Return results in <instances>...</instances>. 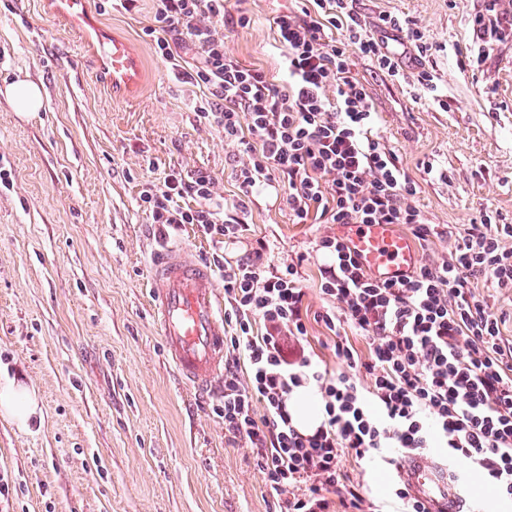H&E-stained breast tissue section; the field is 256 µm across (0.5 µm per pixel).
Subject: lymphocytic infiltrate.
<instances>
[{
  "mask_svg": "<svg viewBox=\"0 0 512 512\" xmlns=\"http://www.w3.org/2000/svg\"><path fill=\"white\" fill-rule=\"evenodd\" d=\"M146 30L157 55L178 64L191 46L182 82L208 90L198 118L218 123L246 155L236 173L237 200L225 205L207 173H168L140 201L153 223L198 225L217 243H234L248 226L260 190L283 184L292 223L394 224L419 241L452 239L448 255L416 262L400 278L378 280L345 238L320 235L319 290L330 305L309 313L299 269L303 256L272 267L264 244L224 268V429L257 458L280 512H382L355 482L349 464L444 448L464 458L504 499L512 500V340L481 288L512 291V224L483 212L479 223L439 229L417 205V186L376 134L378 114L351 75L349 48L400 73L381 38L405 32L419 55L432 46L398 16H379V37L350 0H301L274 19L289 82L271 83L224 51L217 25L228 0H154ZM335 88L328 98L327 88ZM191 198L180 206L181 198ZM334 336L337 371L322 368L308 342V321ZM363 337L360 352L353 336ZM312 387L322 421L299 431L288 412L294 389Z\"/></svg>",
  "mask_w": 512,
  "mask_h": 512,
  "instance_id": "f902f5d3",
  "label": "lymphocytic infiltrate"
}]
</instances>
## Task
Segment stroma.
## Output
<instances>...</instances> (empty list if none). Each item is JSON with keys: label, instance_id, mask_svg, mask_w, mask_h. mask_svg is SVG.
Wrapping results in <instances>:
<instances>
[{"label": "stroma", "instance_id": "stroma-1", "mask_svg": "<svg viewBox=\"0 0 512 512\" xmlns=\"http://www.w3.org/2000/svg\"><path fill=\"white\" fill-rule=\"evenodd\" d=\"M108 34L140 64L131 95L113 93L81 34L55 0H0V90L25 79L45 105L15 111L0 93V383L36 395L39 419L21 428L0 414V512H278L250 448L224 433L221 396L200 397L168 361L154 320L149 262L159 243L236 261L193 224L170 235L140 194L170 171L213 176L226 201L245 157L216 122L198 120L205 89L179 82L145 30L153 0H86ZM291 0H236L225 52L284 86L288 71L273 18ZM367 25L407 18L433 49L431 89L412 51L387 42L399 76L350 50L351 74L379 116L378 136L418 186L429 222L475 224L484 209L512 224V37L481 45L472 20L484 0H353ZM247 15L249 26L237 23ZM481 64H473L478 48ZM248 239L268 243L267 264L308 253L300 270L310 312L322 310L313 252L322 224H293L274 192L256 194Z\"/></svg>", "mask_w": 512, "mask_h": 512}]
</instances>
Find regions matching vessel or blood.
<instances>
[{
	"instance_id": "vessel-or-blood-1",
	"label": "vessel or blood",
	"mask_w": 512,
	"mask_h": 512,
	"mask_svg": "<svg viewBox=\"0 0 512 512\" xmlns=\"http://www.w3.org/2000/svg\"><path fill=\"white\" fill-rule=\"evenodd\" d=\"M57 9L93 40L98 67L109 74L113 89L137 83L140 68L132 48L123 39L103 34L86 13L84 0H60ZM347 238L359 261L376 278L394 277L415 262L410 239L392 225L355 224ZM150 285L159 332L180 380L200 393L222 391L224 315L210 269L187 250L165 245L151 255ZM399 475L428 512H467L465 498L450 482L448 468L436 453L406 458Z\"/></svg>"
}]
</instances>
